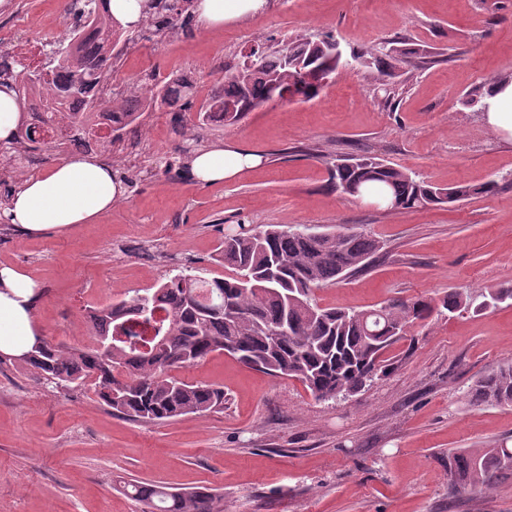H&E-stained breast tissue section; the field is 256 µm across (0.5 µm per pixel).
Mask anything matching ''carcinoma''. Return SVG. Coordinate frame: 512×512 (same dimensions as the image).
<instances>
[{
  "label": "carcinoma",
  "instance_id": "carcinoma-1",
  "mask_svg": "<svg viewBox=\"0 0 512 512\" xmlns=\"http://www.w3.org/2000/svg\"><path fill=\"white\" fill-rule=\"evenodd\" d=\"M105 0H82L77 5L78 25L68 39L51 43L54 51L46 70H15L8 53L0 54V85L8 84L19 100L27 102V117L12 142V153L23 158L46 143L59 150L65 144L52 136L32 139L34 119L52 129L69 132L85 152L106 151L137 125L144 110L191 103L194 86L166 84L157 92L131 96L116 103L101 100L112 76V59L123 27L103 8ZM195 9V0H153L152 16L133 36H164L175 32ZM336 39L301 37L290 40L269 57L251 51L250 63L218 83L197 113L206 125L219 114L226 125L273 100L281 91L310 101L321 87L306 84L300 72L325 76L343 69L332 57ZM417 51L382 45L351 52L356 65L372 69L381 85L398 75ZM231 104L237 111L226 112ZM114 121L103 130L100 115ZM330 184L352 197L368 196L386 209L397 203L402 210L426 205L443 206L473 194L491 193V180L479 188H443L416 173L373 157L336 160ZM379 242L362 233L317 231L290 225L259 229L238 224L224 234L217 261L236 276L207 279L177 274L157 288L136 293L113 304L88 310L97 329V346L82 350L49 342L23 362L55 384L80 385L94 381L102 402L133 421H166L189 414H205L224 406V391L169 375L174 369L198 363L215 351H226L240 361L276 376L301 380L321 400L358 392L386 372L381 356L402 338L408 324L433 312L455 313L473 300L450 291L434 305L430 301H393L382 305L380 316L347 308H321L314 289L334 284L370 265ZM475 309L508 299L512 287L481 294ZM470 402L495 407L512 406V364L482 376L471 387ZM505 471L512 472V448H469L448 453V480L452 488L481 493ZM124 488L144 505L143 512H223L220 500L208 489L175 492L144 482Z\"/></svg>",
  "mask_w": 512,
  "mask_h": 512
}]
</instances>
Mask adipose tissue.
Instances as JSON below:
<instances>
[{"instance_id":"obj_1","label":"adipose tissue","mask_w":512,"mask_h":512,"mask_svg":"<svg viewBox=\"0 0 512 512\" xmlns=\"http://www.w3.org/2000/svg\"><path fill=\"white\" fill-rule=\"evenodd\" d=\"M269 4L270 0H198L195 15L201 29L219 30ZM261 163L259 154L228 143L196 151L190 168L196 181L215 183ZM125 193L110 163L92 155H72L27 175L0 210V217L31 235L66 231L109 213ZM37 292L38 284L30 275L0 265V356L22 357L41 338L33 319Z\"/></svg>"}]
</instances>
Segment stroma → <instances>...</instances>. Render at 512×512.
Here are the masks:
<instances>
[{
	"mask_svg": "<svg viewBox=\"0 0 512 512\" xmlns=\"http://www.w3.org/2000/svg\"><path fill=\"white\" fill-rule=\"evenodd\" d=\"M269 9L206 32L189 22L162 39L127 43L107 87L114 100L194 77L193 108L143 113L138 128L103 152L126 198L92 224L37 236L0 225V264L41 286L34 320L63 347L96 343L90 307L157 287L184 272L224 278L216 260L238 222L344 226L377 239L367 270L315 290L322 307L370 310L512 287V136L464 103L512 74V0H271ZM67 0H12L0 11V50L30 55L70 31ZM334 35L346 50L398 38L424 47L391 95L375 73L333 76L307 103L269 101L232 126H197L195 109L250 49L271 54L298 36ZM232 143L261 166L220 183L198 182L186 146ZM347 154L379 158L441 185L490 196L386 211L334 189L327 168ZM172 168L158 166L161 158ZM41 151L0 158V201L22 179L60 160ZM388 370L361 391L315 399L294 378L274 377L215 352L176 370L224 391V408L166 422L112 412L93 383L58 387L22 361L0 362V512H142L131 480L173 491L207 488L224 512H512V476L482 495L448 483V454L512 446V407L471 406L482 375L512 364V300L433 316L388 352Z\"/></svg>",
	"mask_w": 512,
	"mask_h": 512,
	"instance_id": "stroma-1",
	"label": "stroma"
}]
</instances>
